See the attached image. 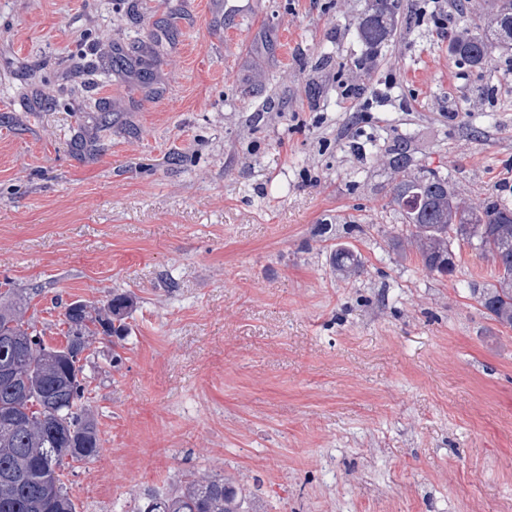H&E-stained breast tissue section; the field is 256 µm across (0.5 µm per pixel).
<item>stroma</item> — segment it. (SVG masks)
Returning <instances> with one entry per match:
<instances>
[{
  "instance_id": "35a3bbf8",
  "label": "stroma",
  "mask_w": 512,
  "mask_h": 512,
  "mask_svg": "<svg viewBox=\"0 0 512 512\" xmlns=\"http://www.w3.org/2000/svg\"><path fill=\"white\" fill-rule=\"evenodd\" d=\"M457 1L372 48L369 0H0V284L51 345L71 302L134 300L84 362L78 512L202 474L250 512H512V327L471 294L498 269H424L386 162L512 204V45L461 63L495 4ZM450 50L459 60L470 66H481L488 58V45L478 33L455 37L450 44ZM332 263L336 270L342 273H356L361 268L358 254L348 247L337 248L332 256Z\"/></svg>"
}]
</instances>
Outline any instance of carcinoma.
Listing matches in <instances>:
<instances>
[{"label":"carcinoma","instance_id":"carcinoma-1","mask_svg":"<svg viewBox=\"0 0 512 512\" xmlns=\"http://www.w3.org/2000/svg\"><path fill=\"white\" fill-rule=\"evenodd\" d=\"M400 2L372 0L359 26L369 47L389 39ZM496 4L500 41H512V0ZM450 50L470 66L487 62L488 45L478 33L454 38ZM389 164L402 174L394 202L422 266L432 273H452L457 241L491 257L498 267L497 284L477 289L478 299L493 320L512 327V207L493 198L474 207L460 205L448 177L422 167L412 171L405 145L390 150ZM332 263L342 273L361 268L358 254L348 247L337 248ZM132 308L133 301L123 294L98 306L72 302L63 320L66 345L53 347L25 320L26 298L0 292V367L13 368L8 379L0 373V478L11 477L7 494H0V512H77L61 482V468L68 460H91L102 448L85 405L78 355L101 334L126 340ZM246 504L243 489L216 475L192 477L166 493L151 495L136 512H248Z\"/></svg>","mask_w":512,"mask_h":512}]
</instances>
